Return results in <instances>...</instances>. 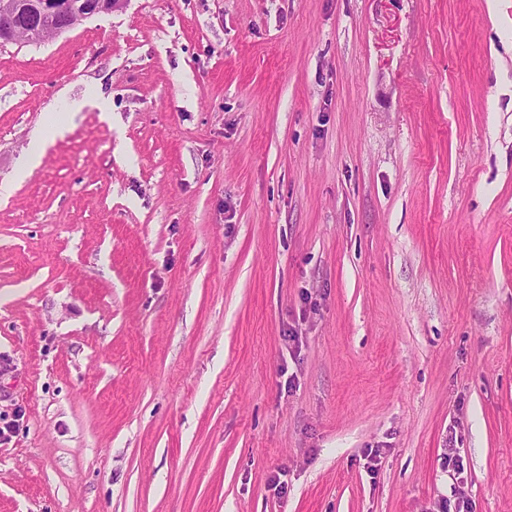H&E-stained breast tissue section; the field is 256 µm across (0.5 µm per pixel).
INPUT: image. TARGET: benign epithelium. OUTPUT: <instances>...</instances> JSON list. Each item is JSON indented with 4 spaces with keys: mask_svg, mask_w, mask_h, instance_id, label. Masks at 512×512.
Segmentation results:
<instances>
[{
    "mask_svg": "<svg viewBox=\"0 0 512 512\" xmlns=\"http://www.w3.org/2000/svg\"><path fill=\"white\" fill-rule=\"evenodd\" d=\"M126 0H88L76 5L70 0H41L39 10L45 18L46 31L38 35L19 36L20 27L16 22L17 0H0V43L29 42L38 44L61 33L53 22L59 17L67 18L65 29L70 30L83 20L98 14H109L123 7Z\"/></svg>",
    "mask_w": 512,
    "mask_h": 512,
    "instance_id": "benign-epithelium-1",
    "label": "benign epithelium"
}]
</instances>
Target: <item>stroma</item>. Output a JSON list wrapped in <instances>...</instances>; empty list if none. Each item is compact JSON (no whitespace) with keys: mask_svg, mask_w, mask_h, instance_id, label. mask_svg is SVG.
Masks as SVG:
<instances>
[{"mask_svg":"<svg viewBox=\"0 0 512 512\" xmlns=\"http://www.w3.org/2000/svg\"><path fill=\"white\" fill-rule=\"evenodd\" d=\"M8 180L0 512H512V0L0 44Z\"/></svg>","mask_w":512,"mask_h":512,"instance_id":"1","label":"stroma"}]
</instances>
